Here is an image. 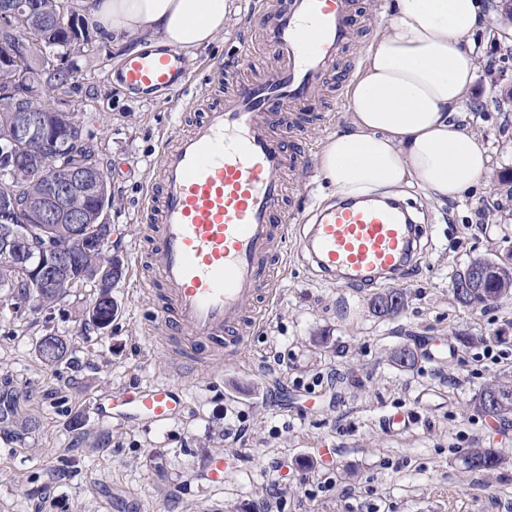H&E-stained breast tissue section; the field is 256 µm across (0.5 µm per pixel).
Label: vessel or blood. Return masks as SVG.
<instances>
[{"instance_id":"vessel-or-blood-1","label":"vessel or blood","mask_w":512,"mask_h":512,"mask_svg":"<svg viewBox=\"0 0 512 512\" xmlns=\"http://www.w3.org/2000/svg\"><path fill=\"white\" fill-rule=\"evenodd\" d=\"M354 0H288L259 23L275 59L272 74L249 77L256 62L240 52L213 69L215 82L236 77L234 89L206 104L190 129L179 131L158 154L162 182L147 192V238L155 280L166 305L148 326L164 345L170 334L186 338L183 354L171 355L168 380L120 388L99 405L102 419L165 424L186 404L180 383L185 360L208 350L228 357L244 346L249 301L276 294L274 251H287L297 210L285 206V178L305 169L271 127L286 112H305L321 90L352 34ZM112 82L139 100L182 90L187 67L181 52L146 46L123 59ZM297 240L330 282L356 286L381 277H405L406 261L427 226L413 223L391 202L351 200L321 204Z\"/></svg>"}]
</instances>
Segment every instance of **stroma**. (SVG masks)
Masks as SVG:
<instances>
[{
	"label": "stroma",
	"instance_id": "obj_1",
	"mask_svg": "<svg viewBox=\"0 0 512 512\" xmlns=\"http://www.w3.org/2000/svg\"><path fill=\"white\" fill-rule=\"evenodd\" d=\"M93 44L78 55L71 93L80 120L97 137L112 206L111 255L125 275L111 290L118 305L108 331L86 323L96 289H72L52 308L14 304L0 289V408L30 418L33 429L11 436L0 422V512H255L268 484L282 480L280 512H512V415L490 416L470 405L494 380L512 379V299L474 310L453 297L455 274L473 260L512 259V104L499 101L488 75L512 86V26L479 33L485 72L466 104L468 126L489 146L492 169L462 199L441 206L423 191H404L422 207L434 233L420 265L399 286L407 306L391 319L374 317L369 301L386 284L339 288L323 281L298 252L280 256L278 295L253 326L242 355L193 364L183 371L187 404L163 425L101 421L98 400L137 382L168 376V358L146 339L160 299L137 292L150 266H136L145 247L147 186L158 184V154L183 108L207 84L213 66L249 46L264 68L274 59L254 29V11L271 0H234L215 41L187 59L186 88L154 102L132 98L107 79L122 61L88 6ZM387 0H358L353 37L322 93L304 114L292 148L315 161L327 136L343 126L347 101L337 98L362 61V49L388 20ZM473 343L460 344L458 334ZM67 339L70 360L48 366L37 342ZM418 348L414 370L392 366L389 354ZM493 347L495 359L483 356ZM412 425L391 431L392 413ZM243 429L241 439L224 434ZM505 455L492 473L465 469L470 446ZM224 459V484L208 486L198 468Z\"/></svg>",
	"mask_w": 512,
	"mask_h": 512
}]
</instances>
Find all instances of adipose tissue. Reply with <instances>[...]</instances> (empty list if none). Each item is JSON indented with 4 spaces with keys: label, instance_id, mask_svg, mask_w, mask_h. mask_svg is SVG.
I'll return each instance as SVG.
<instances>
[{
    "label": "adipose tissue",
    "instance_id": "obj_1",
    "mask_svg": "<svg viewBox=\"0 0 512 512\" xmlns=\"http://www.w3.org/2000/svg\"><path fill=\"white\" fill-rule=\"evenodd\" d=\"M233 0H93L112 38L149 35L187 56L209 46ZM484 0H392L387 23L346 85L345 124L317 156L336 196L392 195L418 188L440 205L462 199L491 167L484 139L463 127L481 67L474 37Z\"/></svg>",
    "mask_w": 512,
    "mask_h": 512
}]
</instances>
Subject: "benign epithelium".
Here are the masks:
<instances>
[{"mask_svg":"<svg viewBox=\"0 0 512 512\" xmlns=\"http://www.w3.org/2000/svg\"><path fill=\"white\" fill-rule=\"evenodd\" d=\"M52 12L57 24L68 32L77 31L79 19L72 0H53ZM42 9L33 0H3L0 3V28L5 31H21L41 19ZM27 47L21 43L14 47L6 44L0 53V73L18 78L22 75V60ZM0 108L16 113V140L14 147L5 157L4 171L13 175L25 172L39 174L45 170L49 154L34 153L26 144L36 140L54 145L48 138V128L43 116L34 113L37 106L16 111L7 99L0 100ZM62 176L53 181V191L48 197H39L26 212L17 208L12 195L0 193V250L16 254L22 260L31 277V287L50 288L57 281L68 278L72 250L85 254L104 253L105 236L100 225L105 223L104 213L84 215V211L70 205L73 198L86 194L105 180V173L86 165H63ZM39 224L52 239L50 225L73 224L78 229L65 246L47 243L37 250L27 249V243L20 233L19 223Z\"/></svg>","mask_w":512,"mask_h":512,"instance_id":"obj_1","label":"benign epithelium"}]
</instances>
